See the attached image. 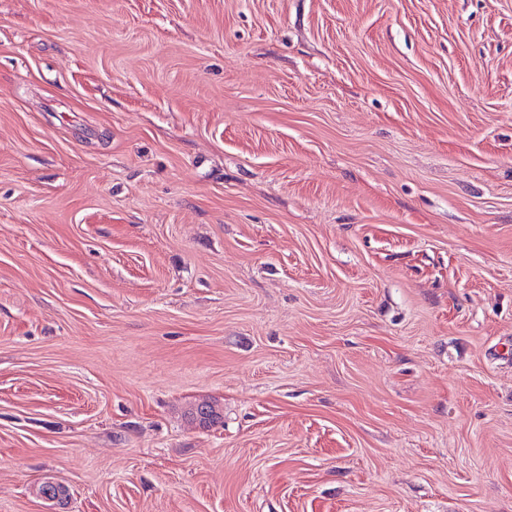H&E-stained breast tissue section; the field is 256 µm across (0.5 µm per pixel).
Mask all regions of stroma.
Segmentation results:
<instances>
[{"instance_id":"stroma-1","label":"stroma","mask_w":512,"mask_h":512,"mask_svg":"<svg viewBox=\"0 0 512 512\" xmlns=\"http://www.w3.org/2000/svg\"><path fill=\"white\" fill-rule=\"evenodd\" d=\"M0 512H512V0H0Z\"/></svg>"}]
</instances>
